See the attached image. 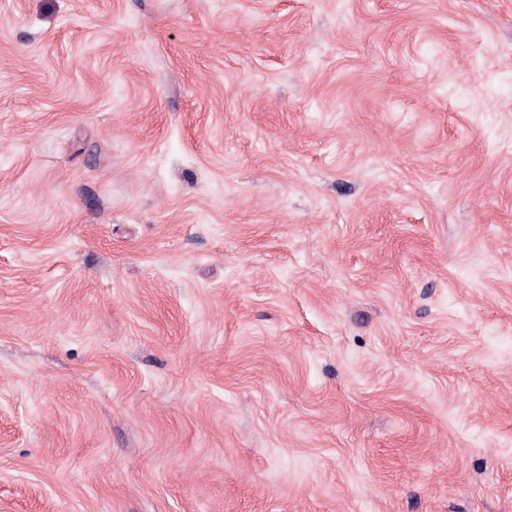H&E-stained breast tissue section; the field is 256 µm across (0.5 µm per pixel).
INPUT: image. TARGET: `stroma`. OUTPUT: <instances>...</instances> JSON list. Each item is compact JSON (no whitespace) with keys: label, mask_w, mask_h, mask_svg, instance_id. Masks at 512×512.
Masks as SVG:
<instances>
[{"label":"stroma","mask_w":512,"mask_h":512,"mask_svg":"<svg viewBox=\"0 0 512 512\" xmlns=\"http://www.w3.org/2000/svg\"><path fill=\"white\" fill-rule=\"evenodd\" d=\"M0 512H512V0H0Z\"/></svg>","instance_id":"obj_1"}]
</instances>
